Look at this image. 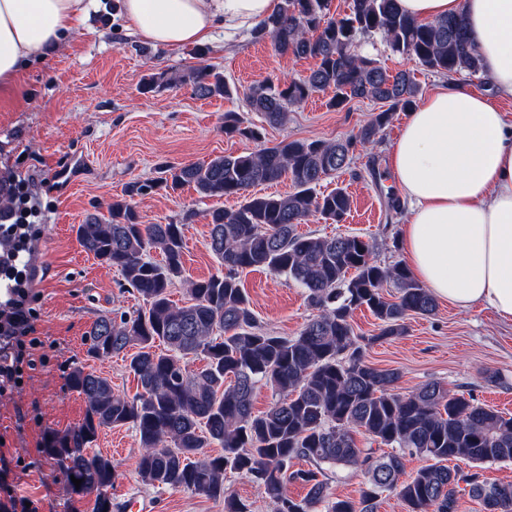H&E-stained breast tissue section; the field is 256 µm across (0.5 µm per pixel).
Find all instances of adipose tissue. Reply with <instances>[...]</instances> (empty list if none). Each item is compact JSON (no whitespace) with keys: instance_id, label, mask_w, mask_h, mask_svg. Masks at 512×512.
<instances>
[{"instance_id":"1","label":"adipose tissue","mask_w":512,"mask_h":512,"mask_svg":"<svg viewBox=\"0 0 512 512\" xmlns=\"http://www.w3.org/2000/svg\"><path fill=\"white\" fill-rule=\"evenodd\" d=\"M421 21L464 15L494 94L512 98V0H398ZM281 0H123L127 24L144 40L182 48L259 28ZM85 0H0V87L23 64L74 32ZM457 85L426 95L390 151L408 205L405 259L435 297L476 305L512 322V117Z\"/></svg>"}]
</instances>
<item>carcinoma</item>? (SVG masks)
I'll use <instances>...</instances> for the list:
<instances>
[{
  "label": "carcinoma",
  "instance_id": "1",
  "mask_svg": "<svg viewBox=\"0 0 512 512\" xmlns=\"http://www.w3.org/2000/svg\"><path fill=\"white\" fill-rule=\"evenodd\" d=\"M381 36L392 53L423 69L452 78L482 71L463 17L420 22L401 11L398 0H350L349 13L335 17L331 0H282L279 11L253 32L282 54L311 57L317 67L302 78L267 77L245 91L252 111L269 125H282L290 108L331 91L326 106L342 110L354 99L383 101L342 141L291 140L255 152L217 156L207 162L167 167L155 185L177 192L188 186L203 198H244L235 210L208 213V246L224 271L207 279L186 276L183 228L197 217L183 210L167 224H146L129 198L149 188L135 182L112 202L108 216L90 214L75 230L80 248L119 271L123 286L143 301L134 316H98L86 332L87 354L106 360L135 349L129 370L140 391L133 397L83 366L67 375L82 395V421L46 435L45 455L62 471L72 494L91 496L90 512H112L116 479L112 459L88 455L104 429L127 426L138 437L137 473L143 486L187 490L224 501V512H251L224 487L228 473L253 482L269 512H377L385 492L406 512H458L460 483L483 512H512V482L482 479L484 465L512 461V416L452 393L438 382L400 392L394 369L369 363L366 348L402 335L405 320L429 316L436 303L403 263L386 265L361 236L324 237L298 226L319 215L336 224L351 212L345 187H317L350 167L358 148L373 142L393 113L410 111L420 89L407 70L389 72L357 50L360 39ZM188 84L199 98L222 97L224 77L199 63L174 74L157 70L142 90ZM224 135L259 141L261 128L224 113ZM288 176L292 190L257 194L251 189ZM156 253L160 259L151 257ZM246 270H267L304 288L315 314L294 337L256 326L240 279ZM189 296L178 303L171 288ZM391 284L398 296L385 297ZM361 308L378 320V333L357 336L351 324ZM164 349L156 350V343ZM204 364L193 368L190 361ZM268 385L275 401L264 412L252 409L253 390ZM361 433L389 448H362ZM223 453L212 455V444ZM423 460L404 477L405 456ZM307 468H295V461ZM465 462L469 471L450 467ZM351 467L363 476L356 499L331 497L326 468ZM82 480L75 486L71 478ZM307 488L300 500L288 483Z\"/></svg>",
  "mask_w": 512,
  "mask_h": 512
}]
</instances>
